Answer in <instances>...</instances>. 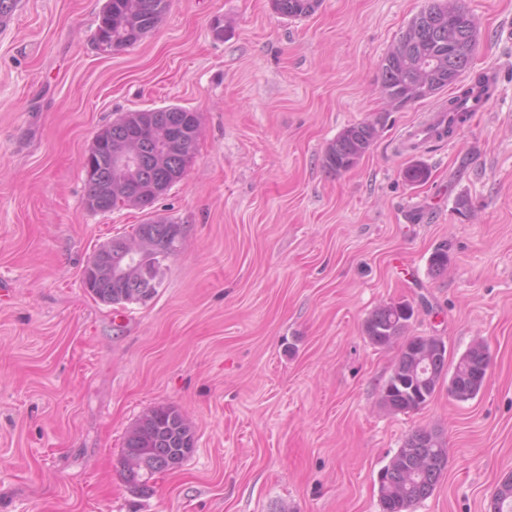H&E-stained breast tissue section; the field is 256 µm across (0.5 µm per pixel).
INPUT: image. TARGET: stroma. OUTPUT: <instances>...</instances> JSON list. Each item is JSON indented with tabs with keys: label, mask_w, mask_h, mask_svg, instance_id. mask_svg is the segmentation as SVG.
Segmentation results:
<instances>
[{
	"label": "stroma",
	"mask_w": 512,
	"mask_h": 512,
	"mask_svg": "<svg viewBox=\"0 0 512 512\" xmlns=\"http://www.w3.org/2000/svg\"><path fill=\"white\" fill-rule=\"evenodd\" d=\"M425 3L321 0L287 18L271 0H172L103 56L104 0H18L0 27V512H382L378 473L419 428L448 466L410 512H489L512 474V0H460L494 93L455 143L412 157L399 137L454 90L393 108L377 79ZM169 104L201 121L182 180L152 212H89L97 133ZM363 121L370 150L329 172L325 148ZM415 160L428 178L412 184ZM151 214L183 227L156 295L94 300V251ZM398 302L448 366L487 347L477 397L442 383L421 410L383 406L402 343L373 345L364 322ZM156 405L188 419L195 448L142 492L124 440Z\"/></svg>",
	"instance_id": "1"
}]
</instances>
